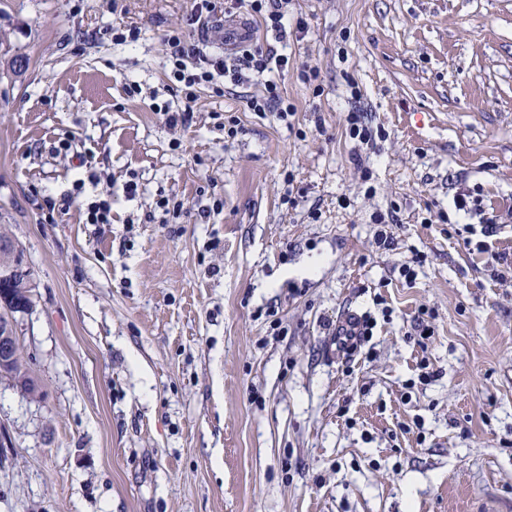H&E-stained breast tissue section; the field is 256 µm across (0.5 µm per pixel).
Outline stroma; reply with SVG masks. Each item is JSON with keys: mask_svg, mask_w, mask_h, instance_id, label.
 Here are the masks:
<instances>
[{"mask_svg": "<svg viewBox=\"0 0 512 512\" xmlns=\"http://www.w3.org/2000/svg\"><path fill=\"white\" fill-rule=\"evenodd\" d=\"M192 5L0 0V232L40 387L0 377V512H512V0H290V123L254 81L199 86L184 129L164 38ZM355 107L385 134L359 167ZM351 313L370 357H327ZM247 106L253 112H276L278 119L284 123L293 116L294 108L288 104L281 94L276 82L268 80L264 85V91L260 95L247 98Z\"/></svg>", "mask_w": 512, "mask_h": 512, "instance_id": "35a3bbf8", "label": "stroma"}]
</instances>
